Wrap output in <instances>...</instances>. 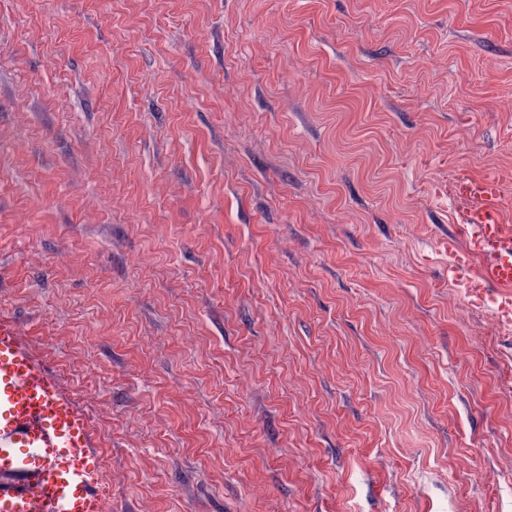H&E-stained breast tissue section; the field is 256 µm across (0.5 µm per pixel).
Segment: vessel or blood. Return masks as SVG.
Wrapping results in <instances>:
<instances>
[{"label":"vessel or blood","mask_w":512,"mask_h":512,"mask_svg":"<svg viewBox=\"0 0 512 512\" xmlns=\"http://www.w3.org/2000/svg\"><path fill=\"white\" fill-rule=\"evenodd\" d=\"M497 179L449 187L462 206L449 245L465 240L459 263L482 265L470 294L512 288V234L499 219ZM99 453L87 416L58 375L32 351L16 322L0 316V512H112L100 490Z\"/></svg>","instance_id":"b4317fda"}]
</instances>
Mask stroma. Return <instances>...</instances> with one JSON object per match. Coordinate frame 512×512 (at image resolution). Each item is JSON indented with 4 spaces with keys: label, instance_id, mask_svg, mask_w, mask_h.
<instances>
[{
    "label": "stroma",
    "instance_id": "1",
    "mask_svg": "<svg viewBox=\"0 0 512 512\" xmlns=\"http://www.w3.org/2000/svg\"><path fill=\"white\" fill-rule=\"evenodd\" d=\"M512 0H0V314L112 512H512ZM449 194L462 205V219L453 226L448 249L456 250L458 239L466 241V250L456 254L457 263L465 264L472 256L483 262L477 279L467 283L469 293L482 296L489 288L508 290L501 310L508 314L512 288V234L500 224L498 200L502 188L495 178H462L449 186Z\"/></svg>",
    "mask_w": 512,
    "mask_h": 512
}]
</instances>
